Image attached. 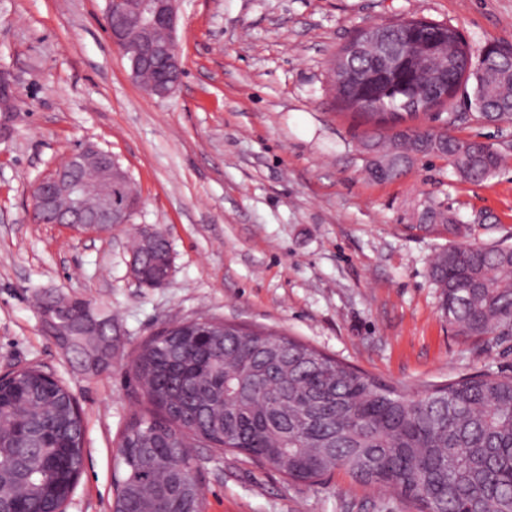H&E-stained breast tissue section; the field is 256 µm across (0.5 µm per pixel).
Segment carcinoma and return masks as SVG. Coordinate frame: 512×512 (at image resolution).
Returning <instances> with one entry per match:
<instances>
[{
  "label": "carcinoma",
  "mask_w": 512,
  "mask_h": 512,
  "mask_svg": "<svg viewBox=\"0 0 512 512\" xmlns=\"http://www.w3.org/2000/svg\"><path fill=\"white\" fill-rule=\"evenodd\" d=\"M440 23L423 18L381 25L389 45L418 44L431 68L443 70L458 50L438 35ZM342 72L332 84L346 109L376 126L368 150L384 152L380 179L404 174L419 156L448 159L456 175L482 182L502 163L493 146L450 133L403 124L429 112H372L361 108L344 81L371 68L370 60L344 46ZM473 82L469 106L492 122L512 123V50L484 48L477 65L455 77ZM400 87L426 102L432 89L410 70ZM425 231L455 236L461 220L452 212H428ZM163 246L140 257L142 283L160 280ZM430 274L439 288L448 325L481 336L512 320V247L458 244L439 252ZM131 367L149 408L126 428L118 446L112 512H204L192 441L244 454L283 473L295 484L316 485L338 470L355 481L386 489L417 512H512V374L463 375L410 394L292 337L222 325L183 323L147 339ZM43 416L45 449L25 447L22 427ZM58 447L66 465L48 468L41 454ZM25 454L31 478L15 501L19 512H41L47 498L61 506L84 462V427L68 387L39 366L0 380V484L13 483L11 466ZM182 470L186 493L168 501L159 493L166 470Z\"/></svg>",
  "instance_id": "carcinoma-1"
}]
</instances>
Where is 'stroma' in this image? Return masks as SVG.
I'll list each match as a JSON object with an SVG mask.
<instances>
[{"label": "stroma", "mask_w": 512, "mask_h": 512, "mask_svg": "<svg viewBox=\"0 0 512 512\" xmlns=\"http://www.w3.org/2000/svg\"><path fill=\"white\" fill-rule=\"evenodd\" d=\"M106 6L0 0V71L17 95L0 134V374L40 364L78 399L86 454L66 512H111L120 438L147 408L132 357L175 321L275 330L412 390L512 373V321L457 334L429 275L448 238L418 229L426 210H449L458 243L512 245V123L479 118L457 94L454 135L493 144L499 172L471 183L420 157L380 181L362 148L371 127L334 101L329 74L358 30L402 19L452 24L477 49L512 46V0H177L184 72L164 99L130 77ZM86 145L129 172L141 198L130 224L97 236L29 223L35 181ZM141 226L170 245L165 287L129 274ZM50 298L105 310L103 372L84 373L43 334ZM191 453L206 512H414L341 471L307 487L203 442Z\"/></svg>", "instance_id": "1"}]
</instances>
